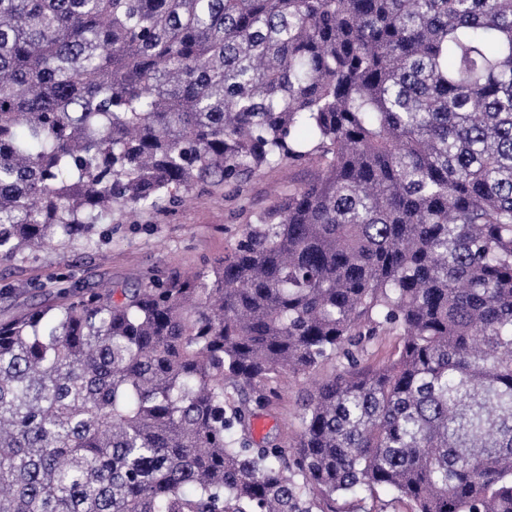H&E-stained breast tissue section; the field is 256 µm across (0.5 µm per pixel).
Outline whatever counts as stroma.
Listing matches in <instances>:
<instances>
[{"instance_id": "stroma-1", "label": "stroma", "mask_w": 512, "mask_h": 512, "mask_svg": "<svg viewBox=\"0 0 512 512\" xmlns=\"http://www.w3.org/2000/svg\"><path fill=\"white\" fill-rule=\"evenodd\" d=\"M312 175L306 165H280L263 170L237 191L195 189L161 212L130 218L113 209L110 222L95 226L92 241L77 240L62 252L46 249L0 265V319L32 304L53 303L56 280L64 274L83 288L106 282L121 287L201 268L234 245L252 214ZM268 387L276 396L255 419L254 438L291 447L300 430V406L309 385L303 378L275 377Z\"/></svg>"}]
</instances>
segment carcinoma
<instances>
[{
  "label": "carcinoma",
  "instance_id": "cac0c4a2",
  "mask_svg": "<svg viewBox=\"0 0 512 512\" xmlns=\"http://www.w3.org/2000/svg\"><path fill=\"white\" fill-rule=\"evenodd\" d=\"M303 162L207 267L0 320V512H512V0H0L1 264ZM399 347H401L400 336H378L374 345L369 349L365 361L367 364L376 365L379 361L395 353ZM268 388L277 396L254 420V438L257 442L265 438L274 440L285 448H291L300 430V406L307 394L308 382L303 378L274 377Z\"/></svg>",
  "mask_w": 512,
  "mask_h": 512
}]
</instances>
